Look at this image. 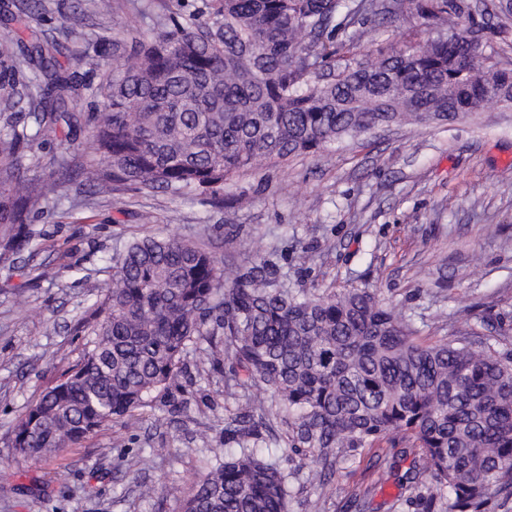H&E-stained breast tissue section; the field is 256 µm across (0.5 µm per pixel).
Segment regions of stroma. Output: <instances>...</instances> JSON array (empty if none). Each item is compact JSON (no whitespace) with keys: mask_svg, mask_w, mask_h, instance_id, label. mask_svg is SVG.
<instances>
[{"mask_svg":"<svg viewBox=\"0 0 512 512\" xmlns=\"http://www.w3.org/2000/svg\"><path fill=\"white\" fill-rule=\"evenodd\" d=\"M474 20L495 61L512 68V26L498 0H483ZM37 30L84 53L103 32L159 24L196 12L202 0H113L110 15L91 0H46ZM87 10L83 37L63 36L65 17ZM451 20L354 24L360 39L336 35L335 67L395 55L450 32ZM54 137L31 141L24 162L45 181L57 174ZM31 213L33 247L0 265V512H180L220 451L224 378L235 362L188 353L183 371L152 407L103 426L50 462L12 454L10 431L26 406L80 362L94 302L112 276V257L134 239L175 235L205 244L224 263L251 267L262 242L292 288L369 285L402 313L419 338L481 340L512 352V110L491 103L443 124H401L336 142L309 154L236 176L224 204L206 196L124 188L91 196L79 182ZM152 223H142V212ZM55 280L41 278L44 268ZM425 460L409 443L383 441L348 452L333 493L307 481L295 454L291 512H425V478L409 468ZM157 485L139 499L136 485Z\"/></svg>","mask_w":512,"mask_h":512,"instance_id":"stroma-1","label":"stroma"}]
</instances>
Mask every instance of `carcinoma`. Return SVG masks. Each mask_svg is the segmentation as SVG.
I'll return each mask as SVG.
<instances>
[{"mask_svg": "<svg viewBox=\"0 0 512 512\" xmlns=\"http://www.w3.org/2000/svg\"><path fill=\"white\" fill-rule=\"evenodd\" d=\"M204 9L152 37L105 32L93 43L105 68L88 89L86 56L67 64L60 44L31 31L0 40V112L35 114L0 128V264L32 245L30 213L70 182H42L23 163L29 141L71 125L75 102L95 98L84 185H122L219 196L263 163L313 154L371 123L453 121L490 100L512 105V70L491 62L470 0H203ZM0 19L22 24L45 10L25 0ZM343 15L336 22L337 15ZM409 15L462 28L415 50L321 70L338 26L358 16ZM86 13L64 30L77 36ZM233 359L224 380V439L181 512H290L288 451L305 449L308 479L331 490L346 448L404 439L428 460L432 501L444 512H486L495 492L512 497V353L492 346L425 343L363 286L311 291L285 286L267 259L227 270L209 250L175 237L133 240L113 259L82 359L31 403L9 447L47 461L104 424L148 407L181 372L191 349ZM278 417L284 445H259L255 413Z\"/></svg>", "mask_w": 512, "mask_h": 512, "instance_id": "carcinoma-1", "label": "carcinoma"}]
</instances>
